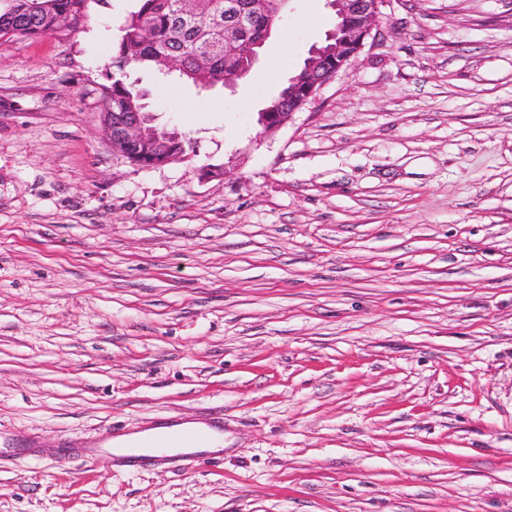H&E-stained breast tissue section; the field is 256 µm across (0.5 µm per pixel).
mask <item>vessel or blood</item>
<instances>
[{"label":"vessel or blood","mask_w":512,"mask_h":512,"mask_svg":"<svg viewBox=\"0 0 512 512\" xmlns=\"http://www.w3.org/2000/svg\"><path fill=\"white\" fill-rule=\"evenodd\" d=\"M41 448L21 442H7L0 439V465L18 458H37ZM69 453L93 463L116 469L155 468L178 471L206 461L219 459L222 449L209 450L198 447L193 435L181 438L179 447H168L164 439H157L150 448H115L108 444L88 443L81 447L70 448Z\"/></svg>","instance_id":"vessel-or-blood-1"}]
</instances>
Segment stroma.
I'll use <instances>...</instances> for the list:
<instances>
[{"label":"stroma","mask_w":512,"mask_h":512,"mask_svg":"<svg viewBox=\"0 0 512 512\" xmlns=\"http://www.w3.org/2000/svg\"><path fill=\"white\" fill-rule=\"evenodd\" d=\"M137 7L0 39V426L44 450L0 465V512H512V0H390L271 135L326 0L233 86L135 71L196 143L156 168L99 116ZM170 416L219 420L223 457L56 456Z\"/></svg>","instance_id":"35a3bbf8"}]
</instances>
